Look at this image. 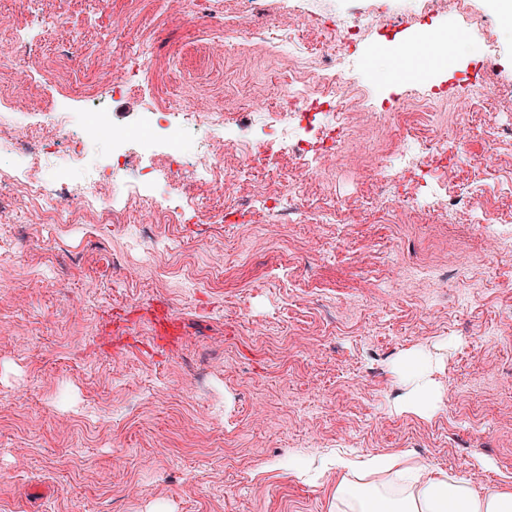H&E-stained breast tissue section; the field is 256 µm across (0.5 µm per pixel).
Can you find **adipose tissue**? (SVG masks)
<instances>
[{
    "label": "adipose tissue",
    "mask_w": 512,
    "mask_h": 512,
    "mask_svg": "<svg viewBox=\"0 0 512 512\" xmlns=\"http://www.w3.org/2000/svg\"><path fill=\"white\" fill-rule=\"evenodd\" d=\"M430 362L417 355L398 368L415 392L418 411L435 408L439 395L426 373ZM341 478L333 499L336 512H512V483L476 492L468 479L445 471L424 478L409 455L336 457Z\"/></svg>",
    "instance_id": "obj_1"
}]
</instances>
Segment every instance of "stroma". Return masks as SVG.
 <instances>
[{"instance_id":"1","label":"stroma","mask_w":512,"mask_h":512,"mask_svg":"<svg viewBox=\"0 0 512 512\" xmlns=\"http://www.w3.org/2000/svg\"><path fill=\"white\" fill-rule=\"evenodd\" d=\"M456 0L422 17L419 0H288L289 12L380 19L357 45L347 89L342 158L317 172L278 153L269 188L301 186L299 210L331 207L333 224L284 222L247 206L251 187L191 190L198 224H162L178 248H126L143 202L125 197L111 223L74 211L56 234L0 224V512H333L339 479L294 476L289 460L320 462L404 452L469 478L485 492L512 478V251L491 248L459 195L479 190L512 225V32L493 0ZM0 0V51L24 36L35 63L23 89L0 75V104L52 135V103L74 112L102 99L111 123L133 126L152 106L215 104L228 135L261 138L259 113L296 76H311L324 34L300 49L267 43L269 0ZM256 36L223 57L208 40L227 14ZM458 37L465 50L440 73L397 55L415 105L398 122L371 52L408 26ZM138 42L152 62L138 92L109 95L97 80V40ZM496 53L487 56L486 43ZM482 67L497 91L477 106ZM445 147L380 183L378 167L404 133ZM436 191L434 205L415 193ZM435 355L440 407L408 412L397 366ZM209 391L200 394L197 379Z\"/></svg>"}]
</instances>
